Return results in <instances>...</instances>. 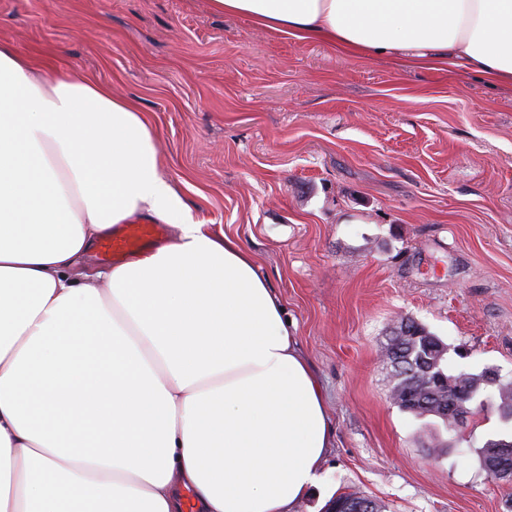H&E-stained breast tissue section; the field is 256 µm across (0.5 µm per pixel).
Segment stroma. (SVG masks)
<instances>
[{
	"mask_svg": "<svg viewBox=\"0 0 512 512\" xmlns=\"http://www.w3.org/2000/svg\"><path fill=\"white\" fill-rule=\"evenodd\" d=\"M0 41L136 99L196 219L237 236L284 301L335 431L301 512H512L479 451L512 431L497 386L447 428L390 398L412 318L451 371L512 381V87L372 62L209 0H0ZM333 501L343 503H349L350 508L353 509L351 512H383V506L375 499L366 496H359L355 494H341L333 497L329 504Z\"/></svg>",
	"mask_w": 512,
	"mask_h": 512,
	"instance_id": "1",
	"label": "stroma"
}]
</instances>
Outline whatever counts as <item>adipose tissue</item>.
Listing matches in <instances>:
<instances>
[{"label": "adipose tissue", "instance_id": "ef3b65f1", "mask_svg": "<svg viewBox=\"0 0 512 512\" xmlns=\"http://www.w3.org/2000/svg\"><path fill=\"white\" fill-rule=\"evenodd\" d=\"M210 3L512 84V0ZM137 215L174 239L80 269ZM333 437L277 288L195 220L137 103L0 42V512H299Z\"/></svg>", "mask_w": 512, "mask_h": 512}]
</instances>
